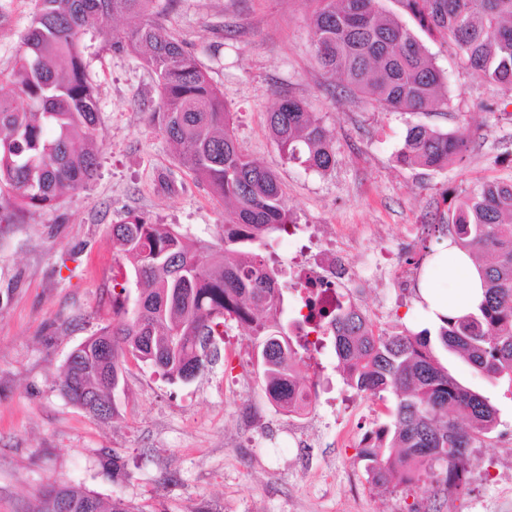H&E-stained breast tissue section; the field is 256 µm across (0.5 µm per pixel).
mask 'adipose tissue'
<instances>
[{
    "instance_id": "ef3b65f1",
    "label": "adipose tissue",
    "mask_w": 512,
    "mask_h": 512,
    "mask_svg": "<svg viewBox=\"0 0 512 512\" xmlns=\"http://www.w3.org/2000/svg\"><path fill=\"white\" fill-rule=\"evenodd\" d=\"M417 288L434 323L448 315L467 313L483 298L482 280L473 259L449 246L434 254L422 269Z\"/></svg>"
}]
</instances>
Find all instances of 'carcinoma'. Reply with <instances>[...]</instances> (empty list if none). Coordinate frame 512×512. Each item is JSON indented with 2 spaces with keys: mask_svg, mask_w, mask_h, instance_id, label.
Segmentation results:
<instances>
[{
  "mask_svg": "<svg viewBox=\"0 0 512 512\" xmlns=\"http://www.w3.org/2000/svg\"><path fill=\"white\" fill-rule=\"evenodd\" d=\"M153 0H40L21 35L11 73L14 92L0 94V198L10 216L56 208L66 189L83 188L99 162L92 145L98 103L81 36L97 27L102 48L139 57L157 80L151 112L179 164L232 205L224 245L194 241L167 224L134 217L112 225L115 261L109 317L68 356L60 394L99 421L114 416L123 363L132 357L170 382L201 370L207 348L231 318L253 336L267 398L284 412L310 407L297 366L307 346L281 322L286 313L282 270L267 238L293 223L278 177L239 149L223 93L194 55L152 16ZM314 55L343 92L389 112L448 106L445 75L398 16L379 0H313ZM420 29L447 39L459 61L484 83L512 90V0H396ZM138 14L118 31L111 20ZM273 139L287 161L325 173L336 163L331 131L306 104L283 100L269 114ZM472 139L464 128H408L399 165L440 170L461 162ZM452 243L487 257L484 300L470 313L424 329L375 333L350 303L328 317L325 332L349 386L395 399L390 423L359 451L377 487L436 477L449 495L465 485L470 449L498 425L489 399L460 384L435 345L458 353L512 395V180L486 181L448 206L440 218ZM34 512H133L121 497L108 502L77 485L49 484Z\"/></svg>",
  "mask_w": 512,
  "mask_h": 512,
  "instance_id": "1",
  "label": "carcinoma"
}]
</instances>
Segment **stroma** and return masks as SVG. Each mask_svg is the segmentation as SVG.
<instances>
[{"mask_svg":"<svg viewBox=\"0 0 512 512\" xmlns=\"http://www.w3.org/2000/svg\"><path fill=\"white\" fill-rule=\"evenodd\" d=\"M38 0H0V91L20 53ZM160 20L183 40L232 112L240 149L280 181L295 223L315 227L318 247L339 252L356 278L344 293L375 332L429 327L415 288L400 290L410 263L424 265L445 235L439 216L487 180L512 179V91L480 82L441 38H418L447 77V107L390 112L361 95L336 93L311 46L310 0H156ZM98 98L99 169L59 207L0 224V512H32L48 483L125 499L135 512H512V397L439 350L463 385L488 397L498 425L474 448L462 494L430 477L386 489L368 479L359 452L389 420L392 398L352 389L332 345L301 372L325 385L294 418L261 388L256 351L230 321L218 355L190 381L170 383L134 359L124 363L116 414L101 422L57 389L68 354L110 306L112 227L132 216L216 243L227 208L179 165L150 110L154 73L136 58L82 36ZM288 96L303 100L334 135L336 164L317 173L288 162L267 116ZM466 128L471 151L441 170L400 166L409 126ZM379 248L378 274L366 273ZM118 457L112 477L102 451Z\"/></svg>","mask_w":512,"mask_h":512,"instance_id":"35a3bbf8","label":"stroma"}]
</instances>
